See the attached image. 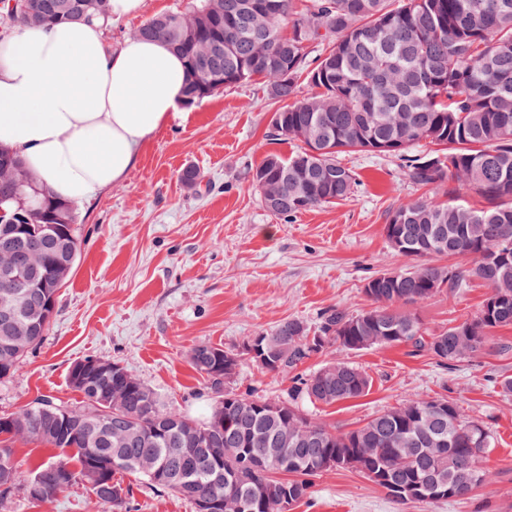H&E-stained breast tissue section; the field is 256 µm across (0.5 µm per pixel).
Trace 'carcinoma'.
<instances>
[{
	"instance_id": "obj_1",
	"label": "carcinoma",
	"mask_w": 512,
	"mask_h": 512,
	"mask_svg": "<svg viewBox=\"0 0 512 512\" xmlns=\"http://www.w3.org/2000/svg\"><path fill=\"white\" fill-rule=\"evenodd\" d=\"M0 11L12 12L4 34L18 25L93 19L107 26L112 18L110 0H14ZM134 36L160 38L182 56L189 105L255 78L285 102L272 127L300 150L288 158L271 152L250 169L273 214L347 199L357 178L338 155L356 151L403 157L407 179L448 201L419 199L389 211L391 248L419 264L366 279L372 309L327 310L314 330L284 320L243 341L260 348L246 359L197 345L192 364L216 395L205 420L167 406L119 364L86 375L88 360L73 363L69 381L80 405L38 398L0 416V507L20 490L47 504L81 484L104 512H129L131 486L117 479L125 474L183 497L195 512H292L310 496L312 477L340 469L362 474L401 505L470 497L491 480L481 460L494 438L445 398L412 400L342 432L305 414L298 401L333 405L365 396L368 375L343 359L293 377L283 401L240 394L233 383L247 361L284 375L332 348L404 345L449 365L483 352L496 329L512 326V0H190ZM216 42L222 55H204ZM314 44L322 53L311 59ZM302 76L310 92L300 97ZM423 142L438 149L410 154ZM29 177L26 170L0 179V265L30 262L21 312L27 344L17 346L0 324V379L48 333L51 285L71 275L51 257L81 248L74 206L33 189ZM463 187L481 207L458 199ZM433 255L470 265H434L427 262ZM469 278L490 288L472 319L429 332L404 310ZM19 441L71 457L27 463L16 457Z\"/></svg>"
}]
</instances>
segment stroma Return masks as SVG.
<instances>
[{
	"instance_id": "obj_1",
	"label": "stroma",
	"mask_w": 512,
	"mask_h": 512,
	"mask_svg": "<svg viewBox=\"0 0 512 512\" xmlns=\"http://www.w3.org/2000/svg\"><path fill=\"white\" fill-rule=\"evenodd\" d=\"M189 0H146L143 13L105 30L116 43L152 17L185 9ZM265 85L229 86L185 106L142 149L123 181L78 206L81 251L60 289L49 332L0 379V414L36 397L68 405L81 396L69 384L70 365L94 357L120 362L154 388L166 404L200 415L211 398L191 364L201 343L226 348L294 318L315 325L326 309L351 314L371 306L362 286L382 270L411 267L392 251L386 216L422 196L391 154L346 153L342 165L359 183L335 204L292 218L262 204L248 170L266 154L290 156L297 143L273 138L278 109ZM196 167L200 190L178 175ZM479 279L416 307L429 331L474 317L488 297ZM371 380L369 393L334 404L305 405L318 421L348 431L376 412L423 398H447L464 417L482 421L496 446L482 465L494 478L471 498L402 506L361 474L329 471L313 480L294 512H512V394L496 381L512 376V327L495 331L483 353L446 368L427 352L374 347L349 353ZM290 376L244 364L235 388L272 400L285 397ZM132 512H194L177 494L132 481ZM0 512H100L88 488L73 487L47 504L16 493Z\"/></svg>"
}]
</instances>
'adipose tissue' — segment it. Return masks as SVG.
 I'll return each mask as SVG.
<instances>
[{"mask_svg": "<svg viewBox=\"0 0 512 512\" xmlns=\"http://www.w3.org/2000/svg\"><path fill=\"white\" fill-rule=\"evenodd\" d=\"M185 82L159 39L112 45L96 22L16 27L0 39V147L61 201L89 202L177 116Z\"/></svg>", "mask_w": 512, "mask_h": 512, "instance_id": "ef3b65f1", "label": "adipose tissue"}]
</instances>
